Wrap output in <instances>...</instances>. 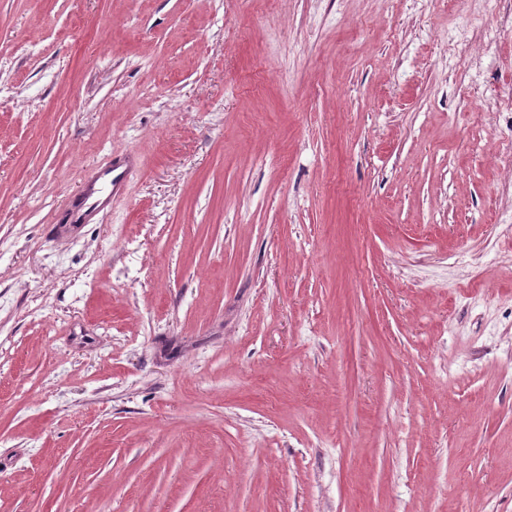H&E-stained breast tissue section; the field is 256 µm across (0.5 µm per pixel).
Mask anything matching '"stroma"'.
<instances>
[{
	"label": "stroma",
	"instance_id": "obj_1",
	"mask_svg": "<svg viewBox=\"0 0 512 512\" xmlns=\"http://www.w3.org/2000/svg\"><path fill=\"white\" fill-rule=\"evenodd\" d=\"M0 512H512V7L0 0ZM136 152L115 157L112 163L92 175H84L82 192L58 216L56 224H93L112 207V196L121 193L127 172L137 162Z\"/></svg>",
	"mask_w": 512,
	"mask_h": 512
}]
</instances>
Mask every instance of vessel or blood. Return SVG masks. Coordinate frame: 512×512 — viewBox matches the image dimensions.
Wrapping results in <instances>:
<instances>
[{"mask_svg":"<svg viewBox=\"0 0 512 512\" xmlns=\"http://www.w3.org/2000/svg\"><path fill=\"white\" fill-rule=\"evenodd\" d=\"M137 155L125 153L93 174L83 176L82 192L58 216L61 224H90L112 207V198L121 193L127 172L136 164Z\"/></svg>","mask_w":512,"mask_h":512,"instance_id":"obj_1","label":"vessel or blood"}]
</instances>
